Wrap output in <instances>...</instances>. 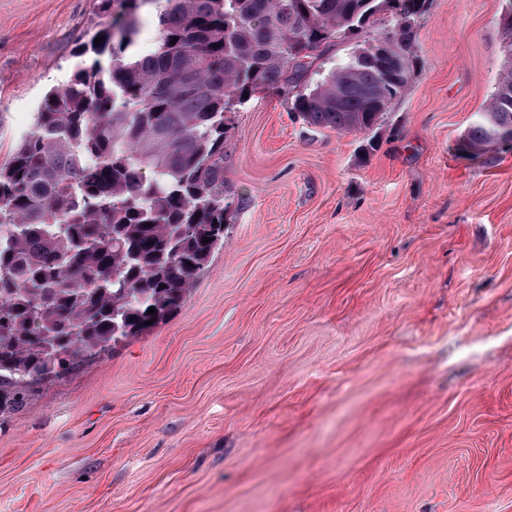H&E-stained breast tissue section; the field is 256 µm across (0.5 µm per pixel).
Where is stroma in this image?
<instances>
[{
    "mask_svg": "<svg viewBox=\"0 0 512 512\" xmlns=\"http://www.w3.org/2000/svg\"><path fill=\"white\" fill-rule=\"evenodd\" d=\"M511 3L431 0L376 140L228 113L223 245L0 417V512H512V151L457 149ZM108 21L0 0V162Z\"/></svg>",
    "mask_w": 512,
    "mask_h": 512,
    "instance_id": "stroma-1",
    "label": "stroma"
}]
</instances>
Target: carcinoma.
<instances>
[{
	"instance_id": "cac0c4a2",
	"label": "carcinoma",
	"mask_w": 512,
	"mask_h": 512,
	"mask_svg": "<svg viewBox=\"0 0 512 512\" xmlns=\"http://www.w3.org/2000/svg\"><path fill=\"white\" fill-rule=\"evenodd\" d=\"M148 5L154 48L134 56ZM428 5L100 0L112 24L80 44L78 56L92 58L49 91L0 164V415L29 382L180 308L224 243L226 113L244 94L272 90L308 125L374 134L414 74ZM381 12L388 24L374 32ZM353 39L348 58L316 65ZM506 133L512 53L460 150L488 162L481 147Z\"/></svg>"
}]
</instances>
